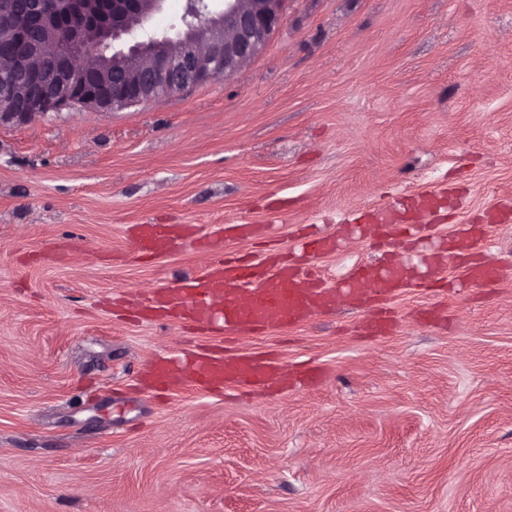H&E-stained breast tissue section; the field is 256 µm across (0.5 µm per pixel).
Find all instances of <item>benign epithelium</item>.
<instances>
[{
  "label": "benign epithelium",
  "instance_id": "obj_1",
  "mask_svg": "<svg viewBox=\"0 0 512 512\" xmlns=\"http://www.w3.org/2000/svg\"><path fill=\"white\" fill-rule=\"evenodd\" d=\"M166 0H0V40L17 43L14 87L0 95V126L73 108L126 109L230 77L266 47L285 0H187L181 26L139 40Z\"/></svg>",
  "mask_w": 512,
  "mask_h": 512
}]
</instances>
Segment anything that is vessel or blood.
I'll return each instance as SVG.
<instances>
[{
  "instance_id": "1",
  "label": "vessel or blood",
  "mask_w": 512,
  "mask_h": 512,
  "mask_svg": "<svg viewBox=\"0 0 512 512\" xmlns=\"http://www.w3.org/2000/svg\"><path fill=\"white\" fill-rule=\"evenodd\" d=\"M366 220L382 230L387 239L396 234L411 237L421 229L413 220L395 222L386 212L367 215ZM186 241L183 226L144 224L139 228L134 249L161 255ZM337 248L335 238L329 235L305 237L299 246L303 256L317 259L335 254ZM446 265L445 254L423 253L384 268H360L336 289L325 285L314 270L296 264L220 258L201 276L159 291L153 306L180 313L201 327L218 323L229 333L268 331L304 323L332 309L340 296L359 309L376 299L394 297L418 287L414 268L426 266L438 271ZM504 274L500 267L489 269L470 264L464 270V285L468 288L488 286L502 279ZM146 374L172 388L182 385L189 376L217 388L227 385L270 388L279 374V360L265 353L224 356L202 353L189 359L152 361Z\"/></svg>"
}]
</instances>
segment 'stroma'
<instances>
[{
	"mask_svg": "<svg viewBox=\"0 0 512 512\" xmlns=\"http://www.w3.org/2000/svg\"><path fill=\"white\" fill-rule=\"evenodd\" d=\"M438 191L422 251L466 258L387 301L225 341L135 304L215 259L334 236L332 281L398 258L361 214ZM512 0H286L228 78L107 114L0 127V512H512ZM141 224L190 244L139 255ZM252 224L248 238L221 236ZM314 362L282 393L134 386L193 348ZM506 270L498 267L487 269L479 264L466 265L464 270V285L467 288L477 286H488L502 279Z\"/></svg>",
	"mask_w": 512,
	"mask_h": 512,
	"instance_id": "35a3bbf8",
	"label": "stroma"
}]
</instances>
